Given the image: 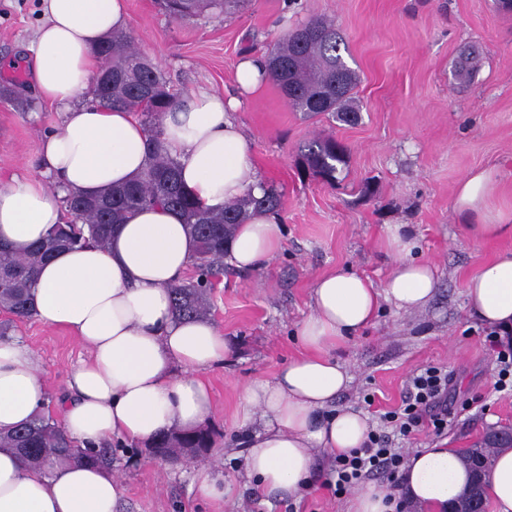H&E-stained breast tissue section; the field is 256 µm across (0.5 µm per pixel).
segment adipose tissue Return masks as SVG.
<instances>
[{
    "label": "adipose tissue",
    "mask_w": 512,
    "mask_h": 512,
    "mask_svg": "<svg viewBox=\"0 0 512 512\" xmlns=\"http://www.w3.org/2000/svg\"><path fill=\"white\" fill-rule=\"evenodd\" d=\"M41 3L44 20L26 59L29 84L61 123L37 144L38 171L11 176L0 187V242L18 254L63 223L67 191L97 195L133 181L149 148L136 112L78 101L93 89L98 46L129 25L126 0ZM238 106L237 99L210 91L178 97L160 134L181 163L185 190L210 208L261 192L253 145L232 117ZM494 191L493 172L478 170L461 181L452 203L460 224L485 239L512 231V213L490 207ZM282 239L279 216L258 213L237 225L228 261L252 272L277 254ZM381 244L395 258L384 287L347 271L319 276L312 311L297 330L304 354L240 393L246 474L265 491L300 493L312 482L317 451L333 457L363 446L368 419L337 408L351 378L328 351L372 324L382 304L419 310L436 293L437 270L414 257L417 242L408 225L389 226ZM194 259L182 217L153 205L115 226L106 246L61 249L44 260L29 296L31 314L45 327L67 330L86 355L70 373L65 395L55 399L32 349L21 337L1 338L0 433L50 405L84 448L115 439L149 446L171 430L206 424L214 404L204 374L223 365L231 348L211 320L184 321L172 313L169 289L185 280ZM466 310L499 336L512 335V249L469 279ZM470 480L457 449L424 448L408 456L399 493L415 512H449ZM122 493L121 480L108 469L58 463L44 472L16 450L0 448V512H117ZM484 495L492 512H512V449L491 456Z\"/></svg>",
    "instance_id": "adipose-tissue-1"
}]
</instances>
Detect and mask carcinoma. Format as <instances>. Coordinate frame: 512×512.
Wrapping results in <instances>:
<instances>
[{
	"label": "carcinoma",
	"instance_id": "cac0c4a2",
	"mask_svg": "<svg viewBox=\"0 0 512 512\" xmlns=\"http://www.w3.org/2000/svg\"><path fill=\"white\" fill-rule=\"evenodd\" d=\"M250 2L157 0L163 13L181 22L191 21L208 10L224 14L239 12ZM346 52L347 42L334 21L310 20L292 28L267 53V77L279 88L292 111L307 118L327 115L344 122L360 112L356 98L359 76L347 64ZM97 54L100 70L112 69V88L104 95L102 88L96 87V102L141 114L143 124L155 140L148 164L132 183L112 188L100 196L67 192L63 199L65 222L27 254L16 256L0 246V310L19 319L30 317L28 293L39 265L53 251L61 246H103L113 227L122 223L131 211L161 204L180 212L197 243L196 279L171 288L173 309L181 318H206L210 315L213 279L224 269L226 245L236 226L260 210H279L281 194L264 186L262 196L248 192L221 209L205 208L186 195L179 182L180 162L157 143L165 114L175 103L162 70L137 50L135 37L126 30L113 33L97 49ZM347 154L344 144L331 138H316L305 146L301 159L304 170L312 177L334 186L347 163ZM212 445L211 433L202 427L193 432L172 431L164 435L154 444L152 453L172 460L186 456L205 459ZM2 447L15 449L37 469L65 460L112 467L111 452L82 450L72 445L61 426L43 413L9 434L0 433Z\"/></svg>",
	"mask_w": 512,
	"mask_h": 512
}]
</instances>
